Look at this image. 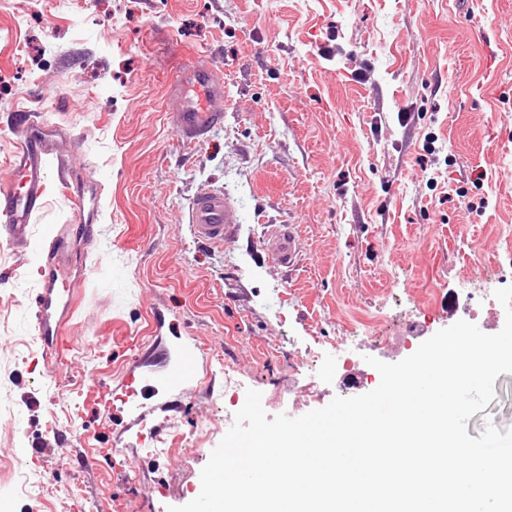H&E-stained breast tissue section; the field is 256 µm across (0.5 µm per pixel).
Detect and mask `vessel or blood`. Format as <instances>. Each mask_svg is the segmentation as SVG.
Returning a JSON list of instances; mask_svg holds the SVG:
<instances>
[{
  "mask_svg": "<svg viewBox=\"0 0 512 512\" xmlns=\"http://www.w3.org/2000/svg\"><path fill=\"white\" fill-rule=\"evenodd\" d=\"M171 103L168 118L182 139L195 140L224 120V83L212 74L206 63L199 62L183 70L169 88ZM50 152L47 138L24 130L17 139L11 159L13 177L0 185V238L24 244L29 236V221L44 198L46 161ZM241 217L223 192L213 191L198 197L190 214V228L196 240L214 245L231 243L237 236ZM68 228H61L44 254L41 269L43 284L34 303L33 330L41 341L40 353L46 365L65 363L71 348L66 330V313L78 301L75 285L64 278L63 260ZM266 248L278 265H296L300 240L295 225H282L266 238ZM193 365L187 354L172 359L163 375L165 384L175 385L187 378ZM157 381L146 372L129 371L120 389L95 387L87 400L113 410L115 404H128L139 391L155 386Z\"/></svg>",
  "mask_w": 512,
  "mask_h": 512,
  "instance_id": "1",
  "label": "vessel or blood"
}]
</instances>
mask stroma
Instances as JSON below:
<instances>
[{
	"label": "stroma",
	"mask_w": 512,
	"mask_h": 512,
	"mask_svg": "<svg viewBox=\"0 0 512 512\" xmlns=\"http://www.w3.org/2000/svg\"><path fill=\"white\" fill-rule=\"evenodd\" d=\"M224 83V122L197 144L169 122V86L197 59ZM54 144L24 247L0 240V506L7 512H166L196 498L239 402L268 416L328 405L300 370L314 342L375 355L421 317L452 325L461 287L512 285V0H0V182L18 119ZM69 158L58 168V156ZM221 190L236 240L197 242L193 202ZM71 225L81 298L73 349L47 368L31 326L41 257ZM297 225L290 269L264 239ZM121 322L139 359L105 328ZM198 347L167 443L119 446L129 418L85 405L135 362ZM467 422L512 428V374ZM126 462L114 477L115 462Z\"/></svg>",
	"instance_id": "stroma-1"
}]
</instances>
